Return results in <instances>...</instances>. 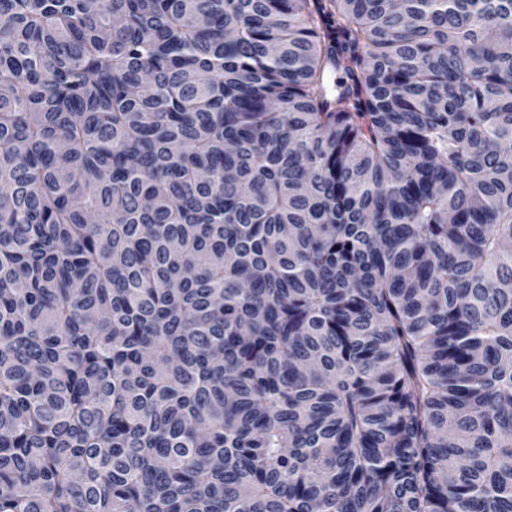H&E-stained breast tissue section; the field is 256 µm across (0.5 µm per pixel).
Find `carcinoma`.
<instances>
[{
    "mask_svg": "<svg viewBox=\"0 0 512 512\" xmlns=\"http://www.w3.org/2000/svg\"><path fill=\"white\" fill-rule=\"evenodd\" d=\"M511 141L512 0H0V512H512Z\"/></svg>",
    "mask_w": 512,
    "mask_h": 512,
    "instance_id": "cac0c4a2",
    "label": "carcinoma"
}]
</instances>
